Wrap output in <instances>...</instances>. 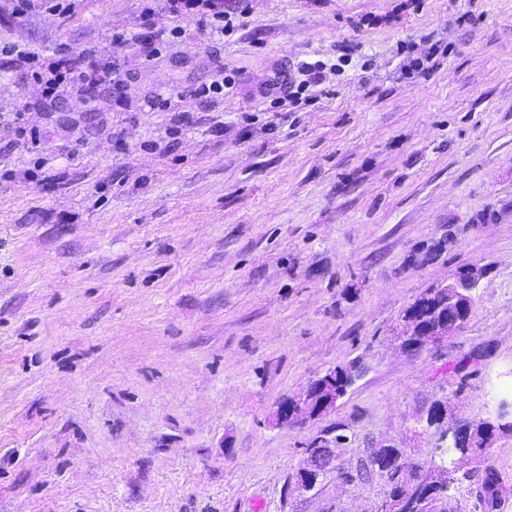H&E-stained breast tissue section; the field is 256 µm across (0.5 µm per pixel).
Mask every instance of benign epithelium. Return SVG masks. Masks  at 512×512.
<instances>
[{
    "label": "benign epithelium",
    "instance_id": "obj_1",
    "mask_svg": "<svg viewBox=\"0 0 512 512\" xmlns=\"http://www.w3.org/2000/svg\"><path fill=\"white\" fill-rule=\"evenodd\" d=\"M477 284L478 276L474 269L461 270L451 283L433 289L430 294L436 306V317L423 325L414 320L405 322L397 331L396 338L404 347L416 350L460 332L466 323L465 313L471 308L472 292ZM334 378V368L317 375L309 383L303 396L280 405L277 410L278 422H302L334 410L338 401L336 386L333 385ZM475 428L474 424L464 423L448 429V452L456 454L459 448L469 444ZM347 441L348 436L344 434L333 437L325 434L310 441L304 448L306 467L301 469L296 478L298 488L304 492H316L327 474L333 471L339 475L346 473V470L336 465V447ZM380 512H442V500L430 494L419 503V507L414 508L408 504L405 495L388 496L382 501Z\"/></svg>",
    "mask_w": 512,
    "mask_h": 512
}]
</instances>
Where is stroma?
Listing matches in <instances>:
<instances>
[{
  "instance_id": "stroma-1",
  "label": "stroma",
  "mask_w": 512,
  "mask_h": 512,
  "mask_svg": "<svg viewBox=\"0 0 512 512\" xmlns=\"http://www.w3.org/2000/svg\"><path fill=\"white\" fill-rule=\"evenodd\" d=\"M399 3L224 0L243 11L224 36L164 0L21 18L0 0V106L25 127L0 125V512H378L377 477L297 489L309 439L342 424V467L383 445L430 473L444 429L416 422L435 402L494 419L512 391V0ZM430 52L429 75L404 72ZM69 58L117 61L123 88L47 97ZM316 61L311 103L275 106L277 68ZM466 267L462 331L404 350L406 308ZM348 364L333 412L277 424ZM489 467L512 490V432L456 462L448 512H481Z\"/></svg>"
}]
</instances>
